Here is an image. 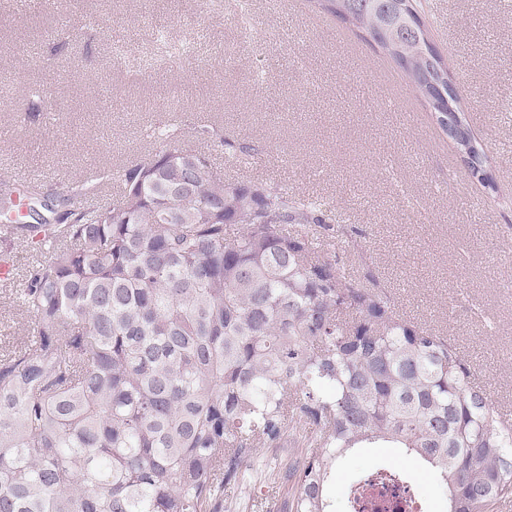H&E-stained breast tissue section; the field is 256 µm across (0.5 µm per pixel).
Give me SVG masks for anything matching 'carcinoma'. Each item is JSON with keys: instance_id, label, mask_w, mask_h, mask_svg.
<instances>
[{"instance_id": "carcinoma-1", "label": "carcinoma", "mask_w": 512, "mask_h": 512, "mask_svg": "<svg viewBox=\"0 0 512 512\" xmlns=\"http://www.w3.org/2000/svg\"><path fill=\"white\" fill-rule=\"evenodd\" d=\"M448 112L422 0H319ZM147 158L52 197L0 175V257L32 262L18 306L34 339L0 358V512H223L265 445L298 435L285 512H331L336 465L395 448L448 487V512L512 495V427L440 336L316 255L318 206L224 181L180 129ZM464 161L493 186L485 146Z\"/></svg>"}]
</instances>
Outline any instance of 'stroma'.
<instances>
[{
    "mask_svg": "<svg viewBox=\"0 0 512 512\" xmlns=\"http://www.w3.org/2000/svg\"><path fill=\"white\" fill-rule=\"evenodd\" d=\"M250 25L199 0H0V174L41 179L45 191L92 167L119 168L152 150V129L175 124L180 147L202 152L234 181H263L328 203L350 241L339 255L361 286L445 337L473 379L512 415V0H425L431 41L488 146L494 185L463 157L405 73L365 33L316 0H246ZM111 21L112 39L85 26ZM136 48L142 69L112 68L109 42ZM56 89L31 112L23 85ZM227 144L213 148L200 126ZM249 141L252 156L238 150ZM17 285L0 289V343L32 335ZM304 455L294 440L246 460L248 480L224 512H284V479ZM398 466L431 512L443 483L393 448L342 461L328 487L348 512L349 485Z\"/></svg>",
    "mask_w": 512,
    "mask_h": 512,
    "instance_id": "35a3bbf8",
    "label": "stroma"
}]
</instances>
